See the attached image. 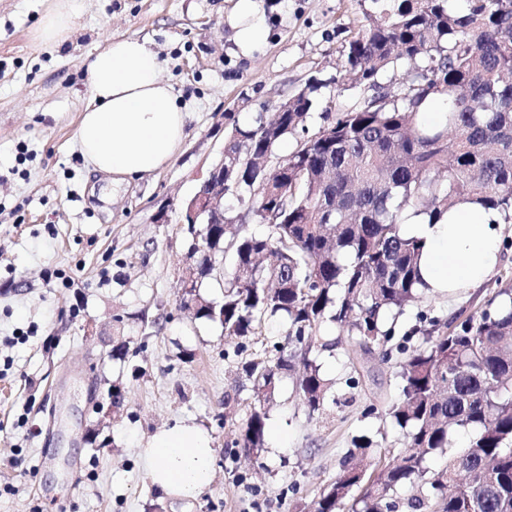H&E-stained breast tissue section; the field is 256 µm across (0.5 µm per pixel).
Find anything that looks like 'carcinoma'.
I'll return each instance as SVG.
<instances>
[{"mask_svg":"<svg viewBox=\"0 0 512 512\" xmlns=\"http://www.w3.org/2000/svg\"><path fill=\"white\" fill-rule=\"evenodd\" d=\"M367 2L365 24L341 50L363 87L353 105L309 132L325 86L314 78L279 120L232 128L224 196L238 208L222 224L187 225L196 263L182 302L227 338L286 327L265 357L241 365L265 402L297 367L293 391L308 414L338 403L319 362L333 347L329 326L396 368L400 395L384 414L402 448L354 437L313 512H512V296L449 319L420 310L416 325L397 330L427 294L422 244L401 231L408 216L440 219L470 202L512 224V0ZM433 111L443 123H426ZM297 133L294 150L278 154ZM207 278L222 301L200 295ZM266 420L251 411L235 446L259 455ZM460 430L470 438L457 450ZM443 455L446 466L433 469Z\"/></svg>","mask_w":512,"mask_h":512,"instance_id":"cac0c4a2","label":"carcinoma"}]
</instances>
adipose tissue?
<instances>
[{"instance_id": "ef3b65f1", "label": "adipose tissue", "mask_w": 512, "mask_h": 512, "mask_svg": "<svg viewBox=\"0 0 512 512\" xmlns=\"http://www.w3.org/2000/svg\"><path fill=\"white\" fill-rule=\"evenodd\" d=\"M82 6L83 0H54L35 38L46 44L66 41ZM234 23L237 47L243 55L252 54L264 39L257 0H236ZM88 74L91 101L76 135L88 165L111 174L116 185L163 168L184 140L188 114L162 79L157 53L138 37L111 38L94 54ZM500 222L496 211L465 203L434 224L409 218L403 233L422 243L423 281L434 293L454 298L479 287L496 270ZM214 453L200 427L183 423L155 435L141 457L153 487L192 498L212 482Z\"/></svg>"}]
</instances>
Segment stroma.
Returning <instances> with one entry per match:
<instances>
[{
    "label": "stroma",
    "instance_id": "1",
    "mask_svg": "<svg viewBox=\"0 0 512 512\" xmlns=\"http://www.w3.org/2000/svg\"><path fill=\"white\" fill-rule=\"evenodd\" d=\"M236 0H84L70 37H33L53 0H0V512H311L354 436L392 448L401 431L366 403L398 394L393 367L366 361L345 332L323 355L337 403L308 414L284 382L267 407L261 456L235 448L258 401L238 372L283 336L225 339L180 305L188 265L180 204L219 158L232 126L269 120L325 80L307 122L353 104L338 67L363 23L360 0H259L268 31L254 56L235 44ZM147 39L190 117L161 170L113 186L76 147L91 94L88 64L106 38ZM512 289V246L494 275L456 300L417 307L443 319ZM363 370L357 392L345 381ZM194 422L215 450L214 479L194 498L154 488L140 450Z\"/></svg>",
    "mask_w": 512,
    "mask_h": 512
}]
</instances>
